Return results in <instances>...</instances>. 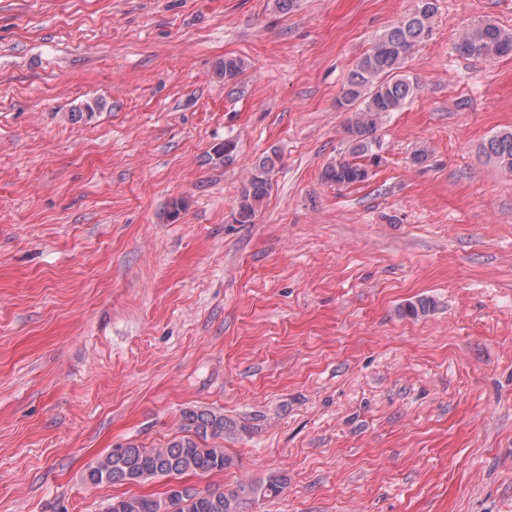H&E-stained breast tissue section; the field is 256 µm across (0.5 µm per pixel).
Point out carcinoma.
<instances>
[{
    "label": "carcinoma",
    "instance_id": "obj_1",
    "mask_svg": "<svg viewBox=\"0 0 512 512\" xmlns=\"http://www.w3.org/2000/svg\"><path fill=\"white\" fill-rule=\"evenodd\" d=\"M435 12L432 0H422L418 10L405 16L376 38L374 45L349 73L338 100L340 107L354 111L345 125L350 158L340 159L326 167L323 178L338 186L348 187L369 179L370 169L379 166L381 157L375 152L381 119L400 110L418 88L417 82L403 74V65L412 50L431 34L430 19ZM463 57L493 59L512 53V32L490 22L466 31L455 45ZM243 70L239 58L226 57L218 69L224 82L237 79ZM485 157L512 171V131H503L482 144ZM274 160L266 158L254 167L242 191L235 214L238 224H251L266 198ZM189 434L176 438L163 448H143L132 444L118 454L111 452L91 462L86 468L87 481L102 484H140L159 477H176L185 473L222 472L233 465V459L222 448H207L209 438L245 430L210 409H190L183 414ZM251 486L230 493L199 491L186 486L169 489L164 498L151 495L114 498L106 512H238L242 494H253Z\"/></svg>",
    "mask_w": 512,
    "mask_h": 512
}]
</instances>
